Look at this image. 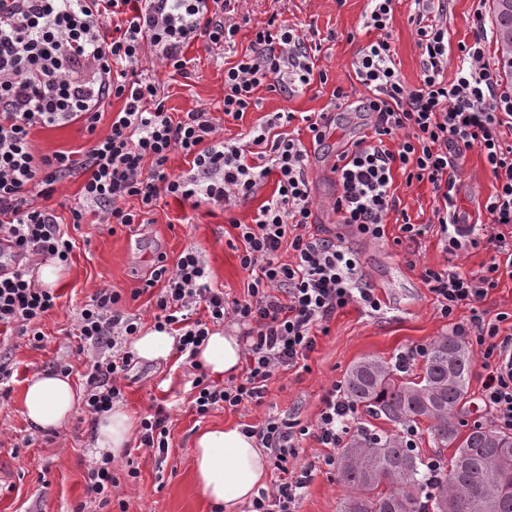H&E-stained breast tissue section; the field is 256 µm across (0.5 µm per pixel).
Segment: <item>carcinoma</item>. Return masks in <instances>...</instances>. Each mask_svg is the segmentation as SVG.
<instances>
[{
    "label": "carcinoma",
    "mask_w": 512,
    "mask_h": 512,
    "mask_svg": "<svg viewBox=\"0 0 512 512\" xmlns=\"http://www.w3.org/2000/svg\"><path fill=\"white\" fill-rule=\"evenodd\" d=\"M499 74L512 83V0H491ZM473 354L452 334L434 339L421 373L397 377V367L365 358L348 370L343 393L356 413L385 418L395 429L378 433L360 422L338 449L336 471L348 490L340 512H512V432L483 424L461 432L457 407L468 391ZM439 448H454L448 468L406 443L418 422Z\"/></svg>",
    "instance_id": "obj_1"
}]
</instances>
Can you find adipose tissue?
I'll return each instance as SVG.
<instances>
[{"label":"adipose tissue","mask_w":512,"mask_h":512,"mask_svg":"<svg viewBox=\"0 0 512 512\" xmlns=\"http://www.w3.org/2000/svg\"><path fill=\"white\" fill-rule=\"evenodd\" d=\"M242 345L238 336L214 330L199 347L197 361L218 378L235 374ZM80 392L69 376L50 372L35 376L24 390L25 414L30 424L49 431L61 427L72 416ZM136 421L122 404L99 416L95 429L98 454L119 455L128 444ZM195 480L204 496L215 505L235 507L264 488L267 457L255 439L237 427H215L201 433L193 444Z\"/></svg>","instance_id":"ef3b65f1"}]
</instances>
